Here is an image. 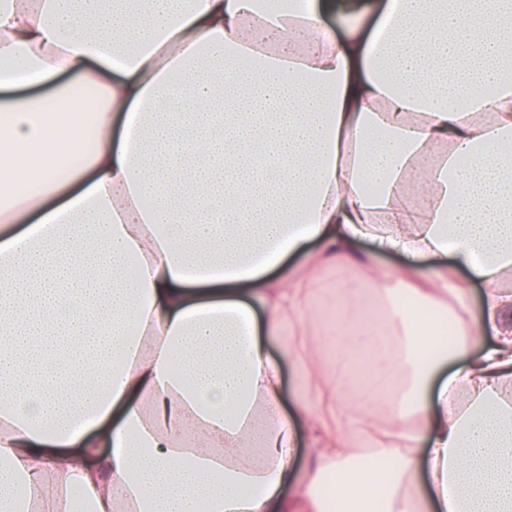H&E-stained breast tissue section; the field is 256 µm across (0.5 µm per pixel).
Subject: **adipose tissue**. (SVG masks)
I'll return each mask as SVG.
<instances>
[{
	"label": "adipose tissue",
	"instance_id": "obj_1",
	"mask_svg": "<svg viewBox=\"0 0 512 512\" xmlns=\"http://www.w3.org/2000/svg\"><path fill=\"white\" fill-rule=\"evenodd\" d=\"M0 213V512H512V0H0ZM73 79L74 76L71 74L59 75L50 81H46L38 85L14 90L9 94V97L18 101H23L47 93L54 84L71 82Z\"/></svg>",
	"mask_w": 512,
	"mask_h": 512
}]
</instances>
